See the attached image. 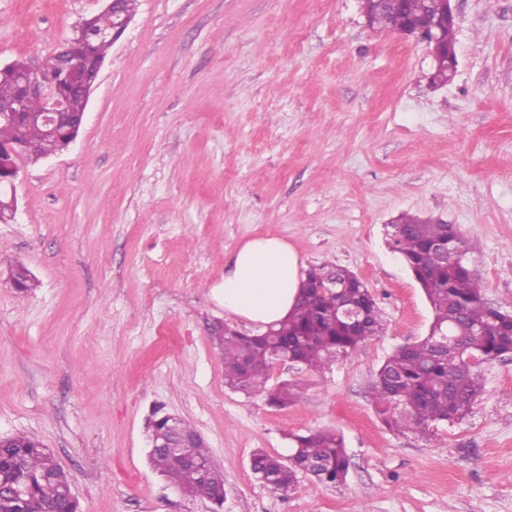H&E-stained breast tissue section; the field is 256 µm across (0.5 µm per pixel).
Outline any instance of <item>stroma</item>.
I'll return each instance as SVG.
<instances>
[{
    "mask_svg": "<svg viewBox=\"0 0 512 512\" xmlns=\"http://www.w3.org/2000/svg\"><path fill=\"white\" fill-rule=\"evenodd\" d=\"M104 0H0V64L41 66ZM457 69L367 26L360 0H137L66 151L22 167L0 222V435L50 448L81 512H211L149 464L153 411L198 431L223 512H512V359L486 362L441 445L390 430L369 383L431 308L388 247L403 213L456 225L488 299L512 310V0H455ZM281 238L300 269L340 265L387 328L300 381L288 407L224 384L220 337L253 325L213 291L235 251ZM23 263L38 285L8 279ZM339 431L341 485L288 496L251 471L288 436Z\"/></svg>",
    "mask_w": 512,
    "mask_h": 512,
    "instance_id": "1",
    "label": "stroma"
}]
</instances>
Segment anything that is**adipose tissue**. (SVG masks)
I'll list each match as a JSON object with an SVG mask.
<instances>
[{
  "label": "adipose tissue",
  "instance_id": "adipose-tissue-1",
  "mask_svg": "<svg viewBox=\"0 0 512 512\" xmlns=\"http://www.w3.org/2000/svg\"><path fill=\"white\" fill-rule=\"evenodd\" d=\"M299 260L282 239L256 236L235 253L224 275V309L258 326L275 323L294 306Z\"/></svg>",
  "mask_w": 512,
  "mask_h": 512
}]
</instances>
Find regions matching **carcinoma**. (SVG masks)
Returning <instances> with one entry per match:
<instances>
[{
	"label": "carcinoma",
	"instance_id": "cac0c4a2",
	"mask_svg": "<svg viewBox=\"0 0 512 512\" xmlns=\"http://www.w3.org/2000/svg\"><path fill=\"white\" fill-rule=\"evenodd\" d=\"M372 26L400 30L421 12L436 17L438 0H362ZM24 80L20 70L0 71V106L12 104ZM68 108L74 117L86 109V98L69 89ZM31 105L22 127L0 123V145H21V159L36 163L57 153L64 137L50 129ZM397 252L422 289L432 310L428 333L401 345L375 372L369 395L382 421L391 429L432 439L439 426L453 424L471 413L482 392L478 365L512 354V311L490 302L470 266L477 245L453 224H436L405 214L386 230ZM386 321L362 279L343 266L323 264L305 272L298 299L288 318L261 334L224 331V384L250 395L260 393L269 405L285 407L299 397L302 386L284 382L268 386L274 361L321 372L336 359L382 335ZM288 460L258 451L251 469L265 486L284 496L293 492L298 475L320 484L346 482L349 456L344 437L333 430L292 433ZM153 468L185 495L214 503L224 492V472L215 466L201 441L187 444L176 456L164 449L150 454ZM0 512H41L58 503L67 512L78 505L66 495L69 476L53 454L35 437L21 434L0 447ZM26 489L23 500L10 489Z\"/></svg>",
	"mask_w": 512,
	"mask_h": 512
}]
</instances>
